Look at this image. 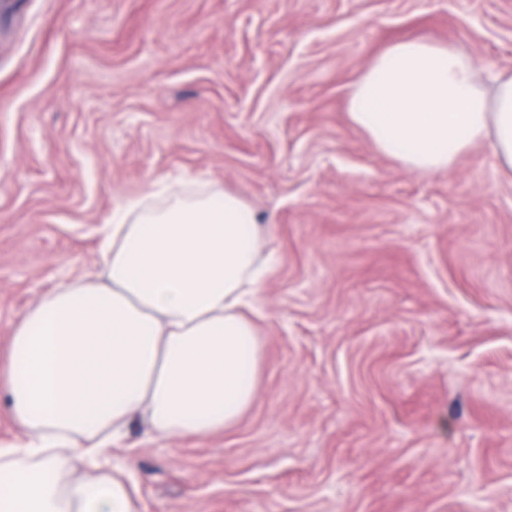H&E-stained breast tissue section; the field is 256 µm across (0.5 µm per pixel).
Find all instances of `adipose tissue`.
I'll use <instances>...</instances> for the list:
<instances>
[{
    "label": "adipose tissue",
    "instance_id": "1",
    "mask_svg": "<svg viewBox=\"0 0 512 512\" xmlns=\"http://www.w3.org/2000/svg\"><path fill=\"white\" fill-rule=\"evenodd\" d=\"M353 122L409 167L435 173L478 143L512 172V71L456 46L399 41L349 98ZM261 230L230 193L131 203L101 231L100 261L25 310L0 356L21 443L0 448V512H142L108 453L136 423L191 440L237 421L257 389L245 310L269 271Z\"/></svg>",
    "mask_w": 512,
    "mask_h": 512
}]
</instances>
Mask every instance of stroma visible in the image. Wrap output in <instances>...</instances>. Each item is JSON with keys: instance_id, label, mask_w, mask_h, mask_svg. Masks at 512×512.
<instances>
[{"instance_id": "stroma-1", "label": "stroma", "mask_w": 512, "mask_h": 512, "mask_svg": "<svg viewBox=\"0 0 512 512\" xmlns=\"http://www.w3.org/2000/svg\"><path fill=\"white\" fill-rule=\"evenodd\" d=\"M402 40L512 70V0H0V353L167 184L237 195L273 257L239 419L115 442L143 512H512V175L351 122Z\"/></svg>"}]
</instances>
